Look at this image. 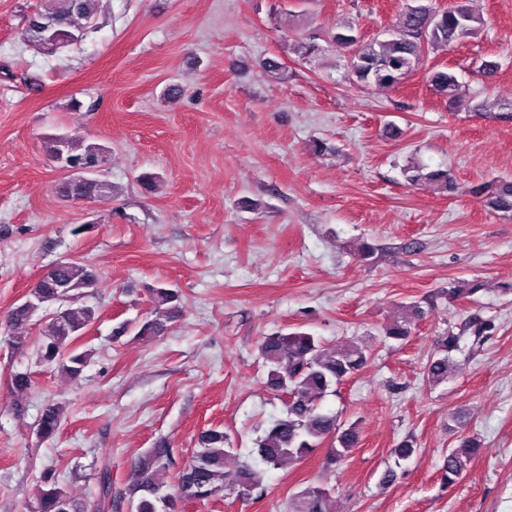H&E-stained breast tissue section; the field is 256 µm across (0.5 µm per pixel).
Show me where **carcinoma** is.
<instances>
[{
  "label": "carcinoma",
  "instance_id": "obj_1",
  "mask_svg": "<svg viewBox=\"0 0 512 512\" xmlns=\"http://www.w3.org/2000/svg\"><path fill=\"white\" fill-rule=\"evenodd\" d=\"M97 0H46L43 7L29 16L25 40L47 53H57L82 40L85 28L94 19ZM53 23L65 32L62 42L51 46L36 36L33 27ZM478 14L465 4H456L432 12L426 6L404 11L397 25L387 30L383 39H360L350 27L333 35V40L350 49L348 69L355 81L365 85L394 86L419 67L424 56L439 46L450 47L460 39L474 34ZM430 84L440 96L456 101L461 88L455 74L434 70ZM64 149L78 162L91 161L99 166L103 149L97 144H84L65 138ZM404 176L411 185L429 182L444 190L451 184L448 170L432 169L413 162L404 168ZM488 206L502 213H512V180L501 178L475 188ZM99 195L93 182L76 184L68 181L63 196L92 199ZM97 274L86 264L68 261L54 273L42 277L31 289L36 306L46 309L68 296L63 313L50 315L42 329L37 346L39 359L57 368L72 380L82 377L89 359V350L77 346L84 330L97 318L96 308L87 304L85 289ZM152 318L125 321L113 331L118 339L129 331L139 337L156 336L166 323L181 316L182 295L165 284L150 288ZM424 315L423 308L414 303L406 307L402 319L386 328L385 336L404 340L411 335L413 322ZM459 337L448 335L442 346L445 355L432 357L426 366V378L432 385L448 381L452 373L449 353L458 348ZM259 351L268 368L267 384L273 390L288 395L282 416L274 419L264 435L255 440L259 469L243 466L230 474L224 470L225 461L233 451L230 437L224 431L210 428L199 436V448L177 475V493L169 492L167 482L168 454L165 448H154L132 461L129 469L130 512H178L180 499L210 500L222 493L235 492L248 497L262 484L263 473L279 469L287 463L306 458L329 440V464L342 460L358 441L356 425L344 426L338 416L321 408L324 397L336 391L345 380L362 370L368 362L363 347L349 343L338 348L309 332L273 333L265 337ZM65 420V409L59 404H48L37 423V432L43 438L57 433ZM477 440L459 435L458 444L448 449L440 467L443 486L451 487L462 476L472 458L478 453ZM415 453L414 443L401 441L394 449L395 467L384 471L380 483L394 480L396 469ZM32 512H103L109 496L111 477L103 471L99 492L94 498H78L60 488L47 472L41 478ZM289 512H331L329 491L322 486H310L291 498Z\"/></svg>",
  "mask_w": 512,
  "mask_h": 512
}]
</instances>
